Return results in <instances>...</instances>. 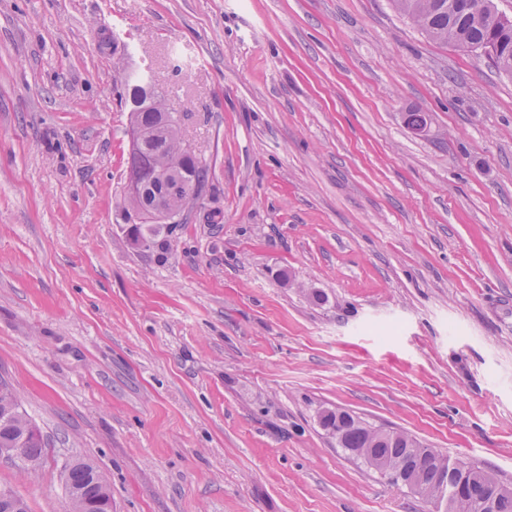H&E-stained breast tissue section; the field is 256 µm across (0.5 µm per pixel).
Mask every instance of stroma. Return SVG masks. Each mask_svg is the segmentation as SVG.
<instances>
[{
  "label": "stroma",
  "mask_w": 512,
  "mask_h": 512,
  "mask_svg": "<svg viewBox=\"0 0 512 512\" xmlns=\"http://www.w3.org/2000/svg\"><path fill=\"white\" fill-rule=\"evenodd\" d=\"M142 63L209 173L136 247ZM0 381L28 512L76 459L113 512H434L336 409L512 488V75L393 0H0ZM30 424L32 423L21 414L20 419L12 423L10 421H5L0 419V444L8 447L11 445H15L19 443V440L24 439L22 443L19 444L18 448H1L0 447V459H18L20 460L24 466L28 469H36L39 464L35 461H32L28 458H34L40 461L43 456V441L40 436L39 431L33 426L35 429L31 430L28 435L22 436L19 430V426L21 424ZM20 448L21 453H20ZM28 457V458H27ZM345 417L346 416L342 414L339 418L340 426L338 425L336 415L321 419L320 423L329 433H331L332 430H340L342 432V440L337 444L339 448H361L360 456H352L360 460L368 468L379 473V462L386 461L390 464L393 457L400 456L405 452L406 448H385L387 445L375 443L378 438L370 432V429L375 427L362 420L357 424L352 422L346 423L344 421Z\"/></svg>",
  "instance_id": "stroma-1"
}]
</instances>
